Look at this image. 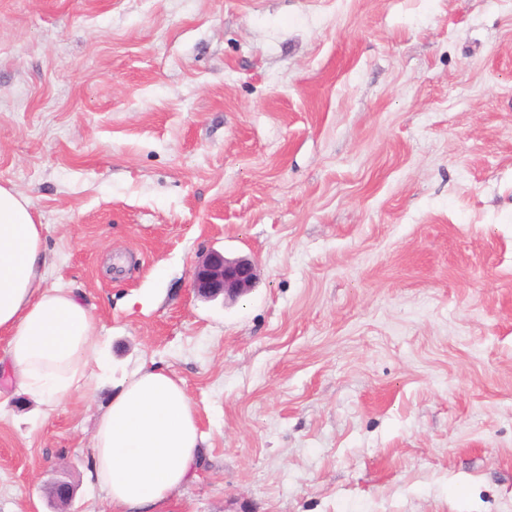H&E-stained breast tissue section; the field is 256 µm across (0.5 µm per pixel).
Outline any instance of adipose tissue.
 I'll use <instances>...</instances> for the list:
<instances>
[{
  "mask_svg": "<svg viewBox=\"0 0 512 512\" xmlns=\"http://www.w3.org/2000/svg\"><path fill=\"white\" fill-rule=\"evenodd\" d=\"M43 233L28 197L0 185V364L17 393L35 396L49 414L90 386L99 338L83 300L46 287ZM200 440L181 380L140 366L97 420L89 478L111 512H160L195 477Z\"/></svg>",
  "mask_w": 512,
  "mask_h": 512,
  "instance_id": "obj_1",
  "label": "adipose tissue"
}]
</instances>
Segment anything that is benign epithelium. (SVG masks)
<instances>
[{
  "label": "benign epithelium",
  "instance_id": "obj_1",
  "mask_svg": "<svg viewBox=\"0 0 512 512\" xmlns=\"http://www.w3.org/2000/svg\"><path fill=\"white\" fill-rule=\"evenodd\" d=\"M258 280L256 263L245 256L228 258L224 253L212 250L201 257L194 267L192 288L205 300L218 297L234 301L252 291ZM48 493L59 506L68 505L72 497L71 485L55 481Z\"/></svg>",
  "mask_w": 512,
  "mask_h": 512
}]
</instances>
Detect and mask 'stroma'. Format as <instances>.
Segmentation results:
<instances>
[{
  "instance_id": "stroma-1",
  "label": "stroma",
  "mask_w": 512,
  "mask_h": 512,
  "mask_svg": "<svg viewBox=\"0 0 512 512\" xmlns=\"http://www.w3.org/2000/svg\"><path fill=\"white\" fill-rule=\"evenodd\" d=\"M0 184L104 365L47 416L0 373V512H109L146 362L203 435L163 512H512V0H0ZM258 280V268L249 257L228 258L212 250L201 257L194 267L192 288L205 300L222 296L234 301L252 291Z\"/></svg>"
}]
</instances>
